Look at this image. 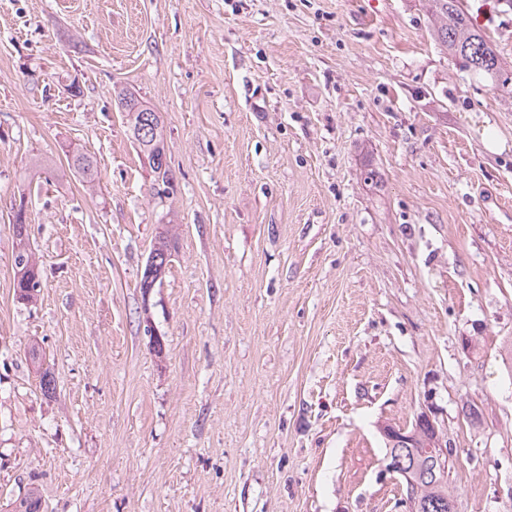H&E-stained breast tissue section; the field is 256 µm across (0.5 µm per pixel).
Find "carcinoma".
Masks as SVG:
<instances>
[{"mask_svg": "<svg viewBox=\"0 0 512 512\" xmlns=\"http://www.w3.org/2000/svg\"><path fill=\"white\" fill-rule=\"evenodd\" d=\"M426 12L433 19V37L448 55L462 61L472 73L484 76L495 90L506 89L509 78L503 77L500 54L486 32L474 26L464 0H422ZM121 111L126 113L127 123L135 127L141 116L138 99L129 93L118 95ZM155 126L148 142L140 152L148 159L154 173L166 178L163 127L160 115L154 117ZM69 167L81 173L90 184L96 181L97 168L92 156L81 153L70 159ZM16 247L13 253L14 291L16 299L24 303L33 301L41 285L40 270L27 235V225L15 221L12 224ZM174 246L166 232L159 233L150 252V260L161 270L171 262ZM427 429L415 431L414 444L399 448L392 458L398 460L399 469L408 473L403 479L407 499H418L427 505L423 512H448V502L454 500L449 483L438 482L440 463L429 455L425 446ZM41 497L33 488L16 503L15 512H40Z\"/></svg>", "mask_w": 512, "mask_h": 512, "instance_id": "obj_1", "label": "carcinoma"}]
</instances>
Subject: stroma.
Instances as JSON below:
<instances>
[{
  "instance_id": "1",
  "label": "stroma",
  "mask_w": 512,
  "mask_h": 512,
  "mask_svg": "<svg viewBox=\"0 0 512 512\" xmlns=\"http://www.w3.org/2000/svg\"><path fill=\"white\" fill-rule=\"evenodd\" d=\"M424 415L456 512H512V94L420 0H0V512H408L383 430ZM118 104L121 108L122 112H126L127 123L130 127H135L139 120L140 116L143 112H149L148 108L141 105V110L143 112H139L137 106L140 104L138 99L129 93H123L122 95H118ZM155 114L154 121L155 126L154 130L152 129V134L150 139H148L145 143V146H141L138 144L140 152L144 154V156L148 159V163L153 170L154 173L158 175V178L161 176L162 180L167 175V170L165 169V150H164V138H163V127L161 122V117L158 112H149ZM164 167V168H163ZM12 230L16 239V247L13 253L15 272L13 288L18 301L29 303L36 298L39 291L41 285L40 270L29 242L25 222L15 219ZM166 234L167 233L164 231L159 232V235L155 238V243L149 255V259L163 271V274L171 262L172 251L174 249L171 240L168 239Z\"/></svg>"
}]
</instances>
